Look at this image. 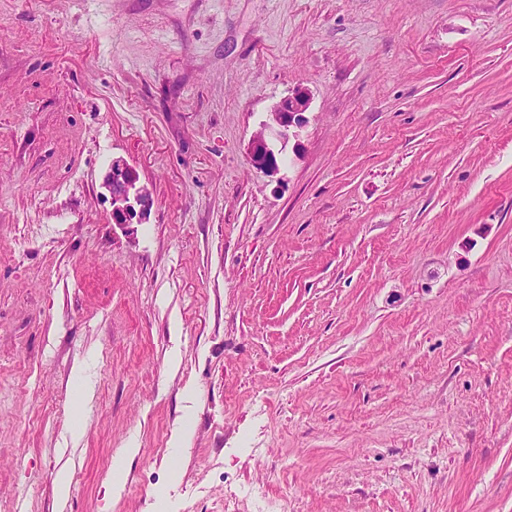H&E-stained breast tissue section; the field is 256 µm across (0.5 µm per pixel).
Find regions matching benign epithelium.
Returning <instances> with one entry per match:
<instances>
[{"mask_svg":"<svg viewBox=\"0 0 512 512\" xmlns=\"http://www.w3.org/2000/svg\"><path fill=\"white\" fill-rule=\"evenodd\" d=\"M311 98L307 91L295 89L277 102L249 143L253 167L267 175L280 172L283 152L290 139H299L307 123ZM110 195L112 221L124 230L146 220L152 206V195L140 184L136 170L123 159H114L103 182Z\"/></svg>","mask_w":512,"mask_h":512,"instance_id":"1","label":"benign epithelium"}]
</instances>
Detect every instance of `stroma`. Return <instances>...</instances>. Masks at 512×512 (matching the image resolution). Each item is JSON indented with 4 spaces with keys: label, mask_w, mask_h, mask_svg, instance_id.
<instances>
[{
    "label": "stroma",
    "mask_w": 512,
    "mask_h": 512,
    "mask_svg": "<svg viewBox=\"0 0 512 512\" xmlns=\"http://www.w3.org/2000/svg\"><path fill=\"white\" fill-rule=\"evenodd\" d=\"M229 493L512 512V0H0V512ZM311 98L306 90L295 89L277 102L249 143L253 167L267 175L280 172L283 152L291 138L299 141L300 131L307 123ZM110 195L113 224L127 233L134 224H144L152 206V195L140 184L136 170L123 159H113L103 182Z\"/></svg>",
    "instance_id": "obj_1"
}]
</instances>
